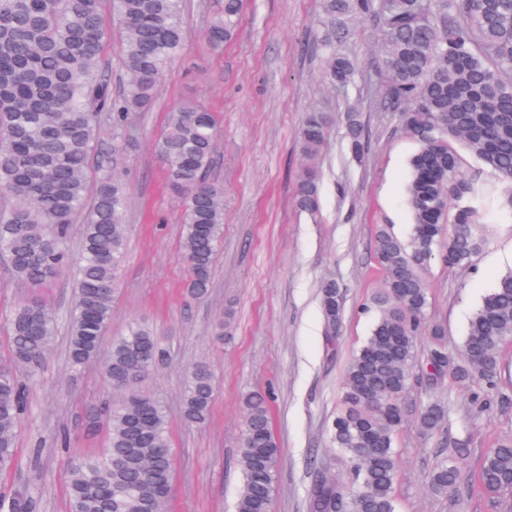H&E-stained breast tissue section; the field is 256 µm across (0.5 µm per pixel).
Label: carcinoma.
Returning <instances> with one entry per match:
<instances>
[{"label": "carcinoma", "instance_id": "1", "mask_svg": "<svg viewBox=\"0 0 512 512\" xmlns=\"http://www.w3.org/2000/svg\"><path fill=\"white\" fill-rule=\"evenodd\" d=\"M0 0V252L11 257L13 274L33 288L71 272L75 302L70 317L68 362L79 370L94 361L112 325V296L124 258L123 225L129 197L124 181L100 169L93 197L87 171L101 124L112 141L128 149L134 117L154 106L168 65L183 50V0ZM242 0H215L206 33L214 53L236 35ZM326 36L315 45L330 83L346 87L356 64L339 51L344 19L375 17L382 29L376 73L384 107L402 112L419 150L410 161L409 238L381 224L375 258L381 286L363 307L375 313L370 335L351 359L333 443L345 460L348 483L322 479L312 490L310 512H396L398 463L394 436L404 421L400 399L408 389L416 339L425 323V268L437 247L454 268L481 249L474 230L501 211L512 212V0H324ZM118 26L124 79L112 90L104 49ZM331 125L323 112L305 115L297 143L302 157L296 175V204L308 213L320 206L319 158ZM215 113L185 101L167 116L157 151L171 190L183 202L182 253L191 276L187 293L205 296L215 251L224 234V189L207 180L218 139ZM347 137L354 157L364 156L363 128L348 116ZM458 141L507 187L501 196L478 176L460 172L451 142ZM84 216L81 247L67 250L72 225ZM323 312L336 325L341 299L333 283L323 289ZM14 363L34 376L55 335V319L39 300L19 304L10 319ZM512 338V271L501 275L473 314L462 355L442 347L426 358L429 380L476 377L486 387L479 408L497 391L500 351ZM165 357L154 331L132 324L112 340L105 365L120 393L109 416L108 448L80 456L71 465L70 512H165L169 497L159 480L172 483L166 409L137 385L154 369L146 350ZM27 385L10 368H0V472L15 466L18 426L26 411ZM215 383L211 370L196 364L181 397L180 418L202 425L209 417ZM242 482L235 512H271L279 448L267 399L246 397ZM443 406L423 405L417 422L437 430ZM438 458L432 488L445 494L458 477L460 449ZM481 485L512 489V437L485 458ZM30 494L0 496L3 512H32Z\"/></svg>", "mask_w": 512, "mask_h": 512}]
</instances>
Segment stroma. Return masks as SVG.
<instances>
[{
  "label": "stroma",
  "mask_w": 512,
  "mask_h": 512,
  "mask_svg": "<svg viewBox=\"0 0 512 512\" xmlns=\"http://www.w3.org/2000/svg\"><path fill=\"white\" fill-rule=\"evenodd\" d=\"M211 0H184L186 41L167 68L152 111L135 121V146L114 165L130 198L127 237L107 338L147 323L166 355L141 384L171 413L173 483L168 512H234L241 485L243 399L269 398L271 427L280 448L272 512H309L308 493L318 476L344 483L345 464L332 443V424L344 395L349 362L370 332L362 312L381 280L375 227L391 225L407 237L408 161L417 149L400 112L384 109L375 87L374 60L380 29L356 18L340 49L357 65L348 87H331L313 49L320 41L322 0H244L236 36L222 53L205 45ZM196 101L216 113L219 142L210 181L224 188V236L211 286L193 299L181 252L182 201L167 187L157 142L175 105ZM327 113L333 125L321 160L317 214L295 203L301 164L297 133L306 112ZM358 113L367 154L356 161L346 138L348 113ZM485 240L468 265L448 268L432 258L426 269V322L443 330L442 342L460 353L468 322L482 296L512 269V216L477 225ZM342 297L341 319L329 327L322 310L325 284ZM42 301L56 318L47 360L27 393L18 436V464L0 476V494L29 493L37 512H69L67 485L74 457L108 444V413L117 394L103 360L80 371L68 365L69 318L74 305L71 274L44 287L19 281L0 255V367L10 366L8 316L20 302ZM223 336H216V323ZM433 337L416 340L410 385L401 400L405 415L394 448L398 461L397 512H512V490L491 492L479 482L487 454L512 436V403L491 402L477 411L480 380L426 381ZM207 363L215 380L212 410L203 426L177 415L189 368ZM435 399L448 417L433 433L422 432L417 414ZM65 436L66 448L54 447ZM467 450L448 493L432 492L437 455Z\"/></svg>",
  "instance_id": "stroma-1"
}]
</instances>
